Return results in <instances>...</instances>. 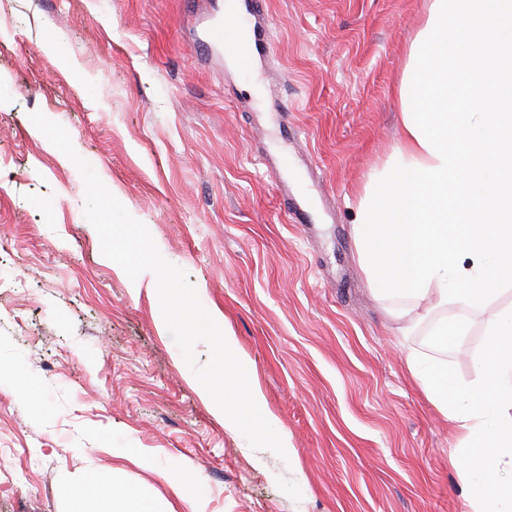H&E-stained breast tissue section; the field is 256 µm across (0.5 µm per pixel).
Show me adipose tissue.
Masks as SVG:
<instances>
[{
    "instance_id": "1",
    "label": "adipose tissue",
    "mask_w": 512,
    "mask_h": 512,
    "mask_svg": "<svg viewBox=\"0 0 512 512\" xmlns=\"http://www.w3.org/2000/svg\"><path fill=\"white\" fill-rule=\"evenodd\" d=\"M397 95L399 140L357 206L359 261L377 297L404 300L403 335L431 325L432 350L407 368L459 436L451 463L469 512H512V306L486 324L485 373L466 384L440 353L469 325L434 316L486 307L512 284V0H431ZM71 498V512H176L95 475Z\"/></svg>"
}]
</instances>
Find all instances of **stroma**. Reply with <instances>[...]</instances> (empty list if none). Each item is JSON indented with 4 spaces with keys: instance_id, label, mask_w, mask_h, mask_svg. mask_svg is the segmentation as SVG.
<instances>
[{
    "instance_id": "stroma-1",
    "label": "stroma",
    "mask_w": 512,
    "mask_h": 512,
    "mask_svg": "<svg viewBox=\"0 0 512 512\" xmlns=\"http://www.w3.org/2000/svg\"><path fill=\"white\" fill-rule=\"evenodd\" d=\"M430 0H268L255 73L206 59L200 18L224 0H0V512H69L70 483L112 471L113 442L198 480L205 512H469L458 436L411 379L398 305L373 294L353 236L370 175L398 139L395 89ZM160 253L218 306L291 446L243 447L174 360L156 291L103 259L85 186L32 112ZM444 357L482 371L486 322Z\"/></svg>"
}]
</instances>
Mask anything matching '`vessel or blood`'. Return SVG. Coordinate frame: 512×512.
Here are the masks:
<instances>
[{"label":"vessel or blood","mask_w":512,"mask_h":512,"mask_svg":"<svg viewBox=\"0 0 512 512\" xmlns=\"http://www.w3.org/2000/svg\"><path fill=\"white\" fill-rule=\"evenodd\" d=\"M267 0H248L244 10L229 16H210L197 38L198 51L227 53L244 71L250 70L253 57L259 46L266 42L267 34L252 27L250 17L265 12Z\"/></svg>","instance_id":"b4317fda"}]
</instances>
